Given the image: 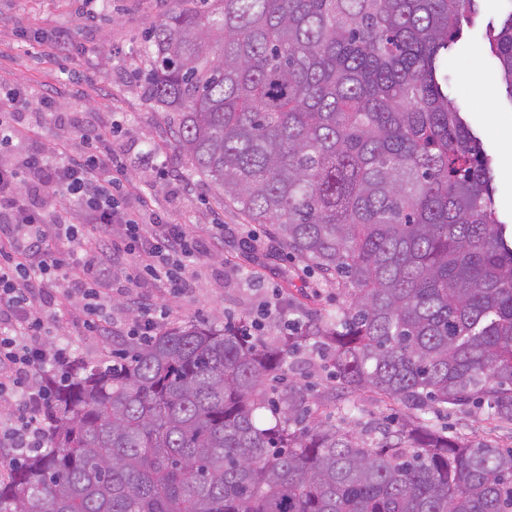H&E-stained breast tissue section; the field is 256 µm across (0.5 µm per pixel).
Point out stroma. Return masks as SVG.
Here are the masks:
<instances>
[{
    "instance_id": "obj_1",
    "label": "stroma",
    "mask_w": 512,
    "mask_h": 512,
    "mask_svg": "<svg viewBox=\"0 0 512 512\" xmlns=\"http://www.w3.org/2000/svg\"><path fill=\"white\" fill-rule=\"evenodd\" d=\"M177 5V0H112L111 20L89 23L77 17V0H0V89L21 85L26 94L24 119L40 122L34 136L0 149V162H16L24 153L50 148L60 140L83 150L74 124L93 128L102 121L111 123L112 140L124 153L126 177L143 195L147 212L187 225L203 244L212 225L224 227L223 252L188 264L189 292L165 299L169 316L164 327L251 319L263 304L274 302L280 310L267 317L265 332L279 336L289 296L299 297V310L306 314L335 308L336 294L314 293L315 274L297 257L277 250L271 225L246 223L224 206L218 189L195 173L177 149L170 114L146 99L145 34ZM507 7L506 0H480L474 27L464 29L448 53V97L463 109L481 138L492 160L499 216L512 225V151L501 133L503 127H512V100L505 94L497 61L482 41L485 27L498 24ZM55 22L74 30L65 64L41 52L34 40L38 30ZM65 66L86 77L85 96L79 101L61 96L60 118L41 119L42 95L48 86L60 84ZM473 71L480 81L470 80ZM172 171L181 177L176 190L169 184ZM67 303L54 324L55 334L74 346L81 361L105 362L114 350L129 346L126 336L106 342L89 335L81 303Z\"/></svg>"
}]
</instances>
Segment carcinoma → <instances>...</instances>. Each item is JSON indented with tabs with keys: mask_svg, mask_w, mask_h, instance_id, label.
Segmentation results:
<instances>
[{
	"mask_svg": "<svg viewBox=\"0 0 512 512\" xmlns=\"http://www.w3.org/2000/svg\"><path fill=\"white\" fill-rule=\"evenodd\" d=\"M146 35L193 170L345 296L296 335L204 322L51 379L0 512H512V232L442 65L480 0H194ZM512 100V8L485 34ZM396 406L312 419L291 358ZM487 408L471 441L430 412ZM271 415L262 426L258 412Z\"/></svg>",
	"mask_w": 512,
	"mask_h": 512,
	"instance_id": "obj_1",
	"label": "carcinoma"
}]
</instances>
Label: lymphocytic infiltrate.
Wrapping results in <instances>:
<instances>
[{
	"mask_svg": "<svg viewBox=\"0 0 512 512\" xmlns=\"http://www.w3.org/2000/svg\"><path fill=\"white\" fill-rule=\"evenodd\" d=\"M124 173L123 155L104 124L87 150L74 153L60 142L0 163V397L14 403L0 418L1 448L20 455L44 448L49 396L41 378L75 356L71 346L45 344L48 320L37 312L36 298L65 282L69 296L83 300L92 333L109 336L117 257H131L140 274L179 297L190 288L187 262L224 249L223 225H215L203 247L161 215L144 221L142 210L124 199ZM48 197L77 201L80 216L50 221Z\"/></svg>",
	"mask_w": 512,
	"mask_h": 512,
	"instance_id": "f902f5d3",
	"label": "lymphocytic infiltrate"
}]
</instances>
